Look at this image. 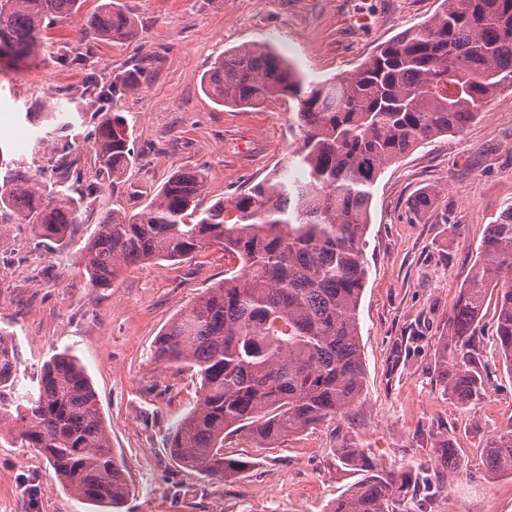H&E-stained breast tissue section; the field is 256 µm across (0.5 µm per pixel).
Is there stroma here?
<instances>
[{"label": "stroma", "instance_id": "obj_1", "mask_svg": "<svg viewBox=\"0 0 512 512\" xmlns=\"http://www.w3.org/2000/svg\"><path fill=\"white\" fill-rule=\"evenodd\" d=\"M138 23L127 43L86 47L77 23L50 30L52 45L84 55L82 67L57 54L0 66V140L32 169L30 108L43 90L80 93L91 76L146 59L140 90L113 103L127 119L138 155L120 189L101 185L96 200L58 244L28 224H0V328L19 355V391L35 387L42 364L67 351L85 366L103 425L127 463L131 491L120 512H326L359 478L340 468L342 442L375 461L430 471L432 444L454 435L461 461L442 485L421 487L413 512H512V475L488 472L489 437L512 427V370L493 336L486 305L476 337L485 395L460 406L444 393L433 367L440 336L462 288L475 272L487 224L512 202V85L486 100L457 135L423 144L388 166L373 187L365 253L368 278L359 306L364 389L347 414L308 428L272 448L249 430L224 439L226 454L248 460L231 482L204 477L173 461L167 448L195 405L200 380L153 358L154 342L175 314L222 280L220 247L192 258L122 271L109 288L90 287L82 250L112 207L138 211L176 170L203 169L210 197L246 189L279 169L299 132L287 99L240 111L202 90V76L223 52L264 43L309 81L355 70L382 43L429 20L440 0H121ZM98 105L83 101L68 141L87 183L97 179L90 134ZM439 187L433 207L414 213L415 196ZM13 421L0 424V512H90L58 482L31 448L13 443Z\"/></svg>", "mask_w": 512, "mask_h": 512}]
</instances>
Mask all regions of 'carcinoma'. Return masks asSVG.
Listing matches in <instances>:
<instances>
[{
  "label": "carcinoma",
  "mask_w": 512,
  "mask_h": 512,
  "mask_svg": "<svg viewBox=\"0 0 512 512\" xmlns=\"http://www.w3.org/2000/svg\"><path fill=\"white\" fill-rule=\"evenodd\" d=\"M83 0H0V63L44 55L46 31L69 22ZM97 45L132 41L138 27L120 0H98L79 27ZM142 69L91 78L84 93L114 101L140 89ZM512 85V0H441L428 21L381 45L352 73L308 82L265 44L236 47L202 77L217 105L254 108L286 97L295 103L300 145L284 164L302 178L273 173L244 192L207 199L204 170H176L141 210L112 209L84 247L93 288H108L126 267L179 262L220 246L237 266L182 309L157 337L158 362L186 365L201 394L171 440V457L224 482L248 461L224 453V433L250 428L266 448L345 414L364 387L358 308L367 267L365 235L372 187L381 172L416 147L460 134L481 104ZM93 130L99 174L120 186L136 159L125 118L101 106ZM38 150L71 130L57 112H38ZM51 158L54 180L31 171L0 141V224H29L49 242L64 240L99 189L84 184L66 143ZM496 294L494 335L512 368V203L485 229L476 271L453 306L434 367L449 398L483 395L471 347L485 300ZM16 353L0 360V422L15 418L20 447L33 448L59 482L87 504L117 512L130 493L126 464L112 448L91 381L75 356L52 355L38 386L14 403ZM444 481L459 467L453 440L433 443ZM361 478L328 512H411L419 470L373 461L343 444L336 455ZM491 472H512V427L486 442Z\"/></svg>",
  "instance_id": "1"
}]
</instances>
